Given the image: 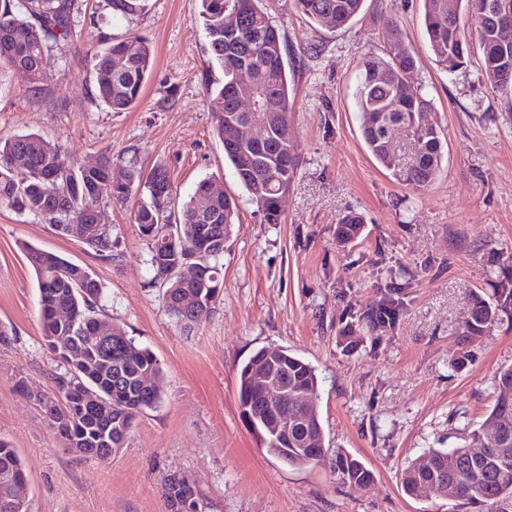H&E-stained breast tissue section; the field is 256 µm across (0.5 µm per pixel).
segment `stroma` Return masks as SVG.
<instances>
[{
	"mask_svg": "<svg viewBox=\"0 0 512 512\" xmlns=\"http://www.w3.org/2000/svg\"><path fill=\"white\" fill-rule=\"evenodd\" d=\"M265 4L287 39L299 158L277 224L245 197L215 134L206 88L223 73L208 65L200 0H143L128 18L105 0H78L76 35L49 45L38 84L0 69V134L42 135L86 164L164 166L181 203L209 177L239 204L216 311L189 334L149 284L148 243L129 207L100 205L112 227L109 261L41 218L0 210V323L15 331L0 347V439L25 465L31 512H168L174 475L194 483L202 512H464L407 494L401 475L478 427L498 395L496 374L512 367V316L475 342L459 334L474 296L495 306L497 289L512 285V100L485 83L478 44L455 72L434 62L423 0H364L342 29L312 22L294 0ZM397 33L417 54L409 89L431 99L442 132L441 171L421 189L373 159L354 99L360 62L384 54ZM104 35L139 36L154 51L142 98L126 112L94 97L92 54ZM351 212L363 216L362 233L338 245L336 226ZM28 245L89 268L107 313L163 367L161 403L109 461L64 448L15 388L22 379L32 392L53 391L59 370L42 337ZM390 294L402 303L398 321L369 329L367 314ZM261 347L316 368L325 446L362 461L371 484H342L329 455L295 468L261 448L240 414L237 378ZM462 353L465 365L455 366Z\"/></svg>",
	"mask_w": 512,
	"mask_h": 512,
	"instance_id": "stroma-1",
	"label": "stroma"
}]
</instances>
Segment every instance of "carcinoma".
Listing matches in <instances>:
<instances>
[{
    "label": "carcinoma",
    "instance_id": "cac0c4a2",
    "mask_svg": "<svg viewBox=\"0 0 512 512\" xmlns=\"http://www.w3.org/2000/svg\"><path fill=\"white\" fill-rule=\"evenodd\" d=\"M502 0H423L424 24L434 61L453 72L463 64L459 41L477 39L480 71L490 87L512 94V30L502 31L483 21L484 11ZM364 0H296L311 21L330 29L349 25ZM113 13L132 15L141 0H107ZM75 0H0V64L23 69L30 82L40 81V64L47 41L66 40L72 32ZM199 17L207 33L210 63L224 73V81L207 89L213 105L214 130L224 145V157L252 204L263 210L269 223H278L281 197L288 192L297 168L284 35L273 23L263 0H200ZM153 66V51L139 37L107 39L95 53V97L113 112H127L141 100ZM417 67L416 53L396 37L383 56L364 59L355 101L363 141L375 161L399 182L423 188L440 172L443 146L440 130L428 119L431 100L406 92ZM237 86L234 107L225 102L229 87ZM237 113L236 123L266 126L269 143L261 152L243 140L230 141L231 127L224 113ZM414 134L408 158L390 150L395 128ZM211 179L200 181L190 200L175 207L166 170L149 174L133 163L112 167L106 159L88 169L42 136L0 135V208L32 214L64 237L75 238L103 259H112V226L96 223L103 200L125 205L137 193L134 223L149 242L151 283L163 288V307L183 329L200 325L214 312L223 286L221 258L224 240L238 220L234 197L213 192ZM363 218L349 214L336 228L342 245L357 239ZM40 292V314L45 345L64 372L55 377L56 393L30 395L43 409L63 446L84 448L86 455L109 460L112 449L122 448L139 414L161 401L157 379L162 366L148 348L133 342L112 322L101 304L104 288L88 269L34 246L25 247ZM201 265L210 284L198 288L181 276L187 265ZM196 293L195 307L186 315L182 295ZM61 306L71 313L62 321ZM499 308L482 298L474 300L462 335L471 341L484 336L498 321ZM398 307L387 301L373 309L368 321L390 325ZM266 348L256 350L238 369L239 405L243 418L260 437L265 451L292 467H304L325 457V438L312 442L322 426L318 405L288 401V441L275 434L277 416L265 403L256 371ZM288 396H319L315 368L288 354V373L277 375ZM500 394L484 423L472 429L452 448H431L410 463L402 487L414 494L429 485L437 497L457 501L470 512H512V368L495 378ZM472 448L482 452L473 454ZM338 480L351 487H366L372 472L340 449L332 459ZM26 486L21 459L0 440V512H29L22 497ZM169 512L185 502L202 512L194 487L173 476L165 483Z\"/></svg>",
    "mask_w": 512,
    "mask_h": 512
}]
</instances>
